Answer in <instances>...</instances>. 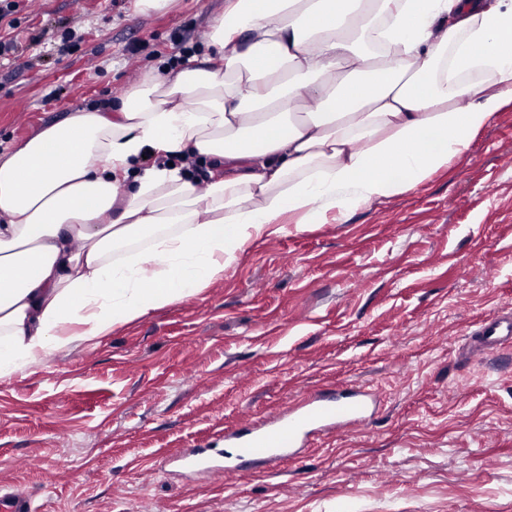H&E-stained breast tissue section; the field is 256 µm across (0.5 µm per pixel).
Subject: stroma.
<instances>
[{
    "label": "stroma",
    "mask_w": 512,
    "mask_h": 512,
    "mask_svg": "<svg viewBox=\"0 0 512 512\" xmlns=\"http://www.w3.org/2000/svg\"><path fill=\"white\" fill-rule=\"evenodd\" d=\"M224 0H29L0 22V151L207 42ZM512 105L413 191L256 241L202 291L0 381V489L37 512H512ZM373 421L225 485L175 461L336 384ZM153 478H146L147 469ZM502 310V314L486 319L475 332L483 350L498 351L504 345L512 343L511 306H505Z\"/></svg>",
    "instance_id": "1"
}]
</instances>
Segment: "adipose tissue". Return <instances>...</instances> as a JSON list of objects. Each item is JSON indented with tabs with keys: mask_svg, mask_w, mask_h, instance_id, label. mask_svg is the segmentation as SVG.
I'll list each match as a JSON object with an SVG mask.
<instances>
[{
	"mask_svg": "<svg viewBox=\"0 0 512 512\" xmlns=\"http://www.w3.org/2000/svg\"><path fill=\"white\" fill-rule=\"evenodd\" d=\"M511 42L512 0H224L203 56L0 154V379L417 188L512 103Z\"/></svg>",
	"mask_w": 512,
	"mask_h": 512,
	"instance_id": "1",
	"label": "adipose tissue"
}]
</instances>
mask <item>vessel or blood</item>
<instances>
[{"instance_id":"vessel-or-blood-1","label":"vessel or blood","mask_w":512,"mask_h":512,"mask_svg":"<svg viewBox=\"0 0 512 512\" xmlns=\"http://www.w3.org/2000/svg\"><path fill=\"white\" fill-rule=\"evenodd\" d=\"M483 350L497 351L512 343V310L486 319L476 332ZM376 401L369 390L336 387L317 390L300 397L287 412L270 417L264 427L241 425L224 436L227 450L223 460H215L206 449L189 448L181 457L185 467L204 468L214 480L232 482L240 477L245 465L261 462L278 470L296 448L303 446L313 433H340L371 421ZM0 512H35L28 495L0 493Z\"/></svg>"}]
</instances>
